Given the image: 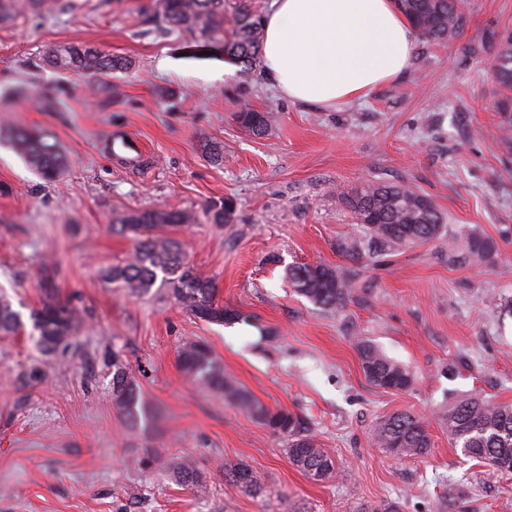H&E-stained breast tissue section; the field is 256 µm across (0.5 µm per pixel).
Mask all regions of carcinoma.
Listing matches in <instances>:
<instances>
[{
	"instance_id": "carcinoma-1",
	"label": "carcinoma",
	"mask_w": 512,
	"mask_h": 512,
	"mask_svg": "<svg viewBox=\"0 0 512 512\" xmlns=\"http://www.w3.org/2000/svg\"><path fill=\"white\" fill-rule=\"evenodd\" d=\"M398 7L416 32L434 44H448L460 32L465 7L462 0H397ZM56 0H0V25L29 14L40 16L54 9ZM157 20L149 32L159 37L176 35L204 51L216 43L224 53L249 74L256 69L262 53V16L243 3L226 9V0H155ZM46 66L59 72L79 73L93 78L91 88L98 94L112 95V85L99 81L114 71L126 70L131 61L85 43L54 45L43 55ZM491 71L498 86L497 111L512 112V32L506 31L495 42ZM47 112L62 111V102L52 89L40 93ZM238 124L249 134L260 137L268 131L267 113L251 108L241 100ZM0 141L33 166L46 180H53L65 164L54 137L44 129L13 127L0 130ZM369 240L387 248H403L438 239L443 231L442 215L434 201L408 184L367 181L345 192L336 190ZM234 208L227 201H210L201 214L187 210L144 208L130 210L112 224V232L135 242L132 255L124 263L110 267L105 279L130 295L144 296L152 289L165 288L183 308L202 321L232 324L240 314L216 301L211 278L185 261L180 240L169 231L204 218L212 224H229ZM497 254L493 240L474 233L460 245L448 239V263L487 265ZM43 290L41 305L31 313L38 343L50 351L70 340L82 325L80 311L59 298L57 270L42 261L37 267ZM287 277L296 292L315 304L341 309L355 287V275L322 263H301L288 268ZM23 328L20 314L8 298L0 296V337ZM367 380L382 390L407 391L414 378L411 371L387 356L366 339L355 344ZM177 361L181 372L202 388L216 392L227 401L246 408L273 433L287 440L289 462L309 478L322 481L336 476L334 459L320 448L307 432L304 421L284 408L271 409L254 400L232 379L224 376V366L211 348L201 341H188ZM112 402L129 426L143 420L139 387L126 365L113 357ZM442 420L448 439L464 456L496 472H512V405H500L477 397L461 396L444 410ZM374 445L397 458L424 457L430 453L431 439L425 423L410 412L382 417L372 431ZM172 474L190 490L202 487L196 460L187 455L171 464ZM224 479L242 492L258 496L265 484L258 472L243 462L224 464Z\"/></svg>"
}]
</instances>
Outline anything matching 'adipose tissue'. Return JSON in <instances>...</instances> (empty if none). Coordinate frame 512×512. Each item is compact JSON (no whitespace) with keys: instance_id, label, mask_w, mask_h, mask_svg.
Here are the masks:
<instances>
[{"instance_id":"1","label":"adipose tissue","mask_w":512,"mask_h":512,"mask_svg":"<svg viewBox=\"0 0 512 512\" xmlns=\"http://www.w3.org/2000/svg\"><path fill=\"white\" fill-rule=\"evenodd\" d=\"M262 74L314 108L369 96L410 68L416 32L396 0H271Z\"/></svg>"}]
</instances>
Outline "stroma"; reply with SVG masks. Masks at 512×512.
Returning a JSON list of instances; mask_svg holds the SVG:
<instances>
[{"label": "stroma", "mask_w": 512, "mask_h": 512, "mask_svg": "<svg viewBox=\"0 0 512 512\" xmlns=\"http://www.w3.org/2000/svg\"><path fill=\"white\" fill-rule=\"evenodd\" d=\"M151 2L74 0L0 26V127L49 130L67 159L47 181L0 142V294L29 316L41 303L37 262L51 258L61 299L83 318L51 352L25 330L0 338V512H357L389 501L400 512H512V473L464 457L438 418L460 395L512 404V145L490 69L495 34L512 31V0H468L447 46L417 41L404 76L331 109L290 102L256 73L224 75L223 52L197 56L183 40L143 36ZM70 41L131 60L109 75L111 97L88 92L86 76L43 66L46 48ZM21 83L29 98H4ZM50 86L66 111L41 110L36 98ZM243 89L271 117L263 136L235 120ZM117 131L143 141L137 161L111 154ZM207 140L223 143L222 163L204 153ZM368 180L432 198L445 239L339 251L363 230L335 190ZM218 199L233 203V223L200 221L174 235L240 320L208 323L169 291L136 297L103 280L134 249L113 234L118 217L197 212ZM469 232L495 241L491 265H449V238ZM310 262L358 274L344 309L295 292L286 271ZM358 336L410 369L412 389L371 385ZM190 340L208 343L255 400L300 416L337 477L308 478L282 436L189 380L177 354ZM116 356L141 388L147 417L135 428L112 404ZM397 411L426 421L428 457L373 444L377 419ZM149 447L161 461L137 467ZM186 452L205 474L202 489L170 475ZM229 461L250 464L266 493L226 483Z\"/></svg>", "instance_id": "obj_1"}]
</instances>
